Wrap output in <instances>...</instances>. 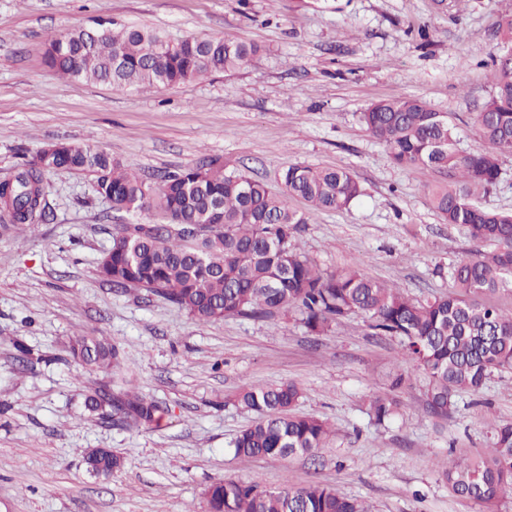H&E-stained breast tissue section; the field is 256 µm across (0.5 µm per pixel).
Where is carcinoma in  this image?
Wrapping results in <instances>:
<instances>
[{
	"label": "carcinoma",
	"mask_w": 512,
	"mask_h": 512,
	"mask_svg": "<svg viewBox=\"0 0 512 512\" xmlns=\"http://www.w3.org/2000/svg\"><path fill=\"white\" fill-rule=\"evenodd\" d=\"M492 57L493 91L474 117L486 148L462 154L445 112L425 101L397 97L370 104L361 113L366 129L402 167L444 173L450 182L432 193L446 224L462 227L476 241L495 246L483 258L448 266L451 291L424 300L389 287L358 270L326 274L298 249L294 233L307 213L289 205L298 198L323 210H340L361 194L345 169L292 164L280 175L282 190L230 167L216 156L154 176L136 172L112 155L69 141L38 151L14 179L0 183V220L37 224L46 219L43 177L67 170L91 178L97 195L112 209L152 212L154 224H116L99 275L113 288L142 289L208 323L230 316L272 318L297 309L313 335L354 314L380 335L400 340L402 358L429 379L427 412L448 418L459 396L480 390L494 373L512 372V314L477 298L512 288V211L486 210L475 198L495 186L499 158L512 154V16L502 18ZM259 47L237 37H186L172 42L143 27L96 21L53 33L46 40V66L69 79L109 84L115 89L161 88L191 82L249 64ZM65 361L90 370L119 367V348L101 336L69 339ZM301 398L292 383L254 386L237 402L257 418L233 441L247 458L313 455L331 433L322 419L294 412ZM85 407L104 418L121 416L128 430L157 426L168 413L157 402L128 391L99 387ZM373 419L383 423L396 402L375 397ZM489 458L450 461L451 491L492 509L512 491V423L488 436ZM87 470L108 477L123 465L107 448L86 455ZM209 512H369L364 502L319 483L269 489L222 479L205 491Z\"/></svg>",
	"instance_id": "carcinoma-1"
}]
</instances>
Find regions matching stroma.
I'll return each mask as SVG.
<instances>
[{"label":"stroma","instance_id":"obj_1","mask_svg":"<svg viewBox=\"0 0 512 512\" xmlns=\"http://www.w3.org/2000/svg\"><path fill=\"white\" fill-rule=\"evenodd\" d=\"M512 0H0V182L43 147L68 140L135 170H175L218 156L280 190L291 164L350 171L363 194L311 210L296 241L325 272L361 268L415 299L447 294L448 265L492 245L446 224L430 203L447 183L396 165L363 125L371 103L412 96L447 113L458 148H483L473 123L492 93L490 54ZM138 24L172 40L232 35L259 46L246 67L166 88L115 89L63 79L43 61L47 36L89 19ZM41 224L0 229V512H208L220 478L266 488L321 483L372 512H485L452 493L448 455L487 458V434L512 423V373L462 394L448 419L427 413V376L391 336L351 315L311 335L293 310L268 320L201 323L139 289L114 290L95 269L113 225L152 223L112 210L90 178L45 176ZM107 337L119 376L169 409L130 431L84 407L112 374L61 363L69 337ZM45 360L22 369L15 341ZM297 385V413L335 427L316 459H248L232 442L255 418L235 401L254 385ZM397 403L375 423L368 398ZM109 448L123 466L91 476L84 456Z\"/></svg>","mask_w":512,"mask_h":512}]
</instances>
